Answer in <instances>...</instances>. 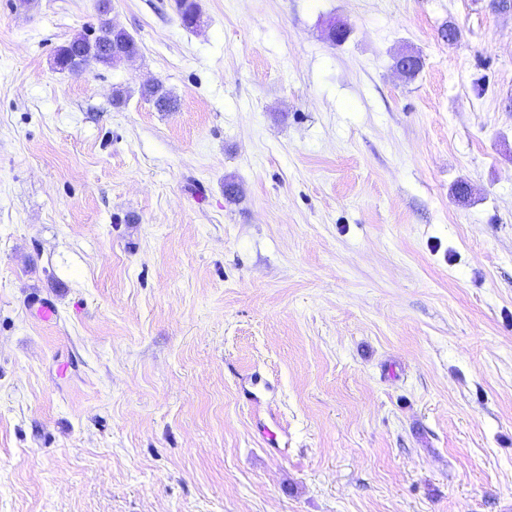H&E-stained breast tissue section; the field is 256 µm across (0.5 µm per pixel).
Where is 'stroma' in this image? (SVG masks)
Segmentation results:
<instances>
[{"mask_svg": "<svg viewBox=\"0 0 512 512\" xmlns=\"http://www.w3.org/2000/svg\"><path fill=\"white\" fill-rule=\"evenodd\" d=\"M196 2L0 0V512H512V8ZM138 49L131 35L104 20L94 38L82 35L61 46L55 55V64L61 70L78 74L92 65L114 66L136 55ZM141 94L152 100L155 105L158 104L159 111L167 112L175 108L176 99L171 91L161 82H155L150 86H143Z\"/></svg>", "mask_w": 512, "mask_h": 512, "instance_id": "35a3bbf8", "label": "stroma"}]
</instances>
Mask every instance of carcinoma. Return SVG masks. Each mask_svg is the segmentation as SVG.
<instances>
[{
  "instance_id": "1",
  "label": "carcinoma",
  "mask_w": 512,
  "mask_h": 512,
  "mask_svg": "<svg viewBox=\"0 0 512 512\" xmlns=\"http://www.w3.org/2000/svg\"><path fill=\"white\" fill-rule=\"evenodd\" d=\"M175 6L183 26L191 28L197 25L199 14L195 0H175ZM137 53L138 45L134 38L104 20L94 38L82 35L60 47L55 55V64L61 70L78 74L92 65L113 66ZM141 94L158 104L162 112L175 108L176 99L161 82L142 87Z\"/></svg>"
}]
</instances>
